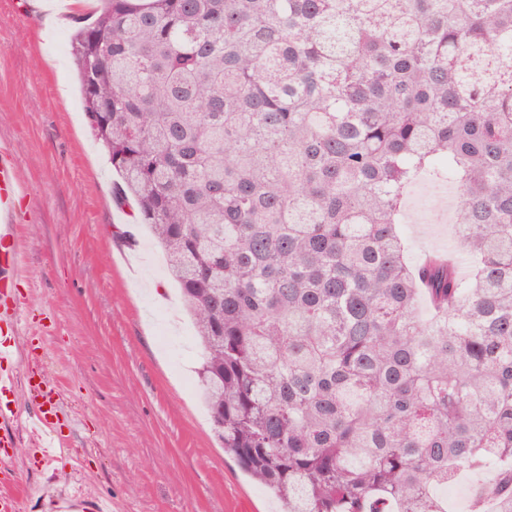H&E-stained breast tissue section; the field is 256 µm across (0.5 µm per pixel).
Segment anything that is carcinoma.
Here are the masks:
<instances>
[{
  "instance_id": "obj_1",
  "label": "carcinoma",
  "mask_w": 512,
  "mask_h": 512,
  "mask_svg": "<svg viewBox=\"0 0 512 512\" xmlns=\"http://www.w3.org/2000/svg\"><path fill=\"white\" fill-rule=\"evenodd\" d=\"M98 2L83 109L224 453L283 512H448L465 467L512 512V0ZM423 179L455 247L415 266Z\"/></svg>"
}]
</instances>
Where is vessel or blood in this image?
<instances>
[{
    "label": "vessel or blood",
    "mask_w": 512,
    "mask_h": 512,
    "mask_svg": "<svg viewBox=\"0 0 512 512\" xmlns=\"http://www.w3.org/2000/svg\"><path fill=\"white\" fill-rule=\"evenodd\" d=\"M25 190L20 183L15 158L12 152L0 145V323L11 324L18 317L12 288L23 252L18 237L14 216L16 206L24 197ZM17 357L15 347L0 340V394L13 391L16 380L12 365ZM52 412L38 409L32 420L34 429L43 434L41 455L54 462L61 455L62 448L51 420Z\"/></svg>",
    "instance_id": "vessel-or-blood-1"
}]
</instances>
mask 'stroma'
Masks as SVG:
<instances>
[{
	"mask_svg": "<svg viewBox=\"0 0 512 512\" xmlns=\"http://www.w3.org/2000/svg\"><path fill=\"white\" fill-rule=\"evenodd\" d=\"M88 0H0V144L26 197L15 223L25 255L16 389L0 396V472L22 489L13 512L54 499L111 500L112 512H278L216 438L199 397L201 351L160 248L116 176L82 108L69 49ZM421 182L406 200L408 259L452 240L451 207ZM37 361L51 390L62 462L45 465L27 416Z\"/></svg>",
	"mask_w": 512,
	"mask_h": 512,
	"instance_id": "obj_1",
	"label": "stroma"
}]
</instances>
